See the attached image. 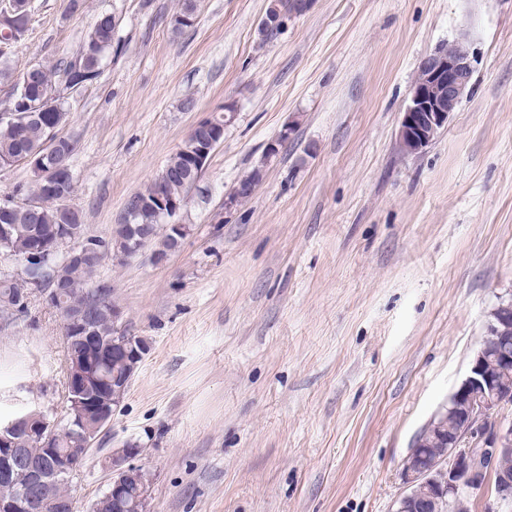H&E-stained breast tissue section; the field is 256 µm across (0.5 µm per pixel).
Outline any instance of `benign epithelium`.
I'll use <instances>...</instances> for the list:
<instances>
[{
    "label": "benign epithelium",
    "instance_id": "7a95c632",
    "mask_svg": "<svg viewBox=\"0 0 512 512\" xmlns=\"http://www.w3.org/2000/svg\"><path fill=\"white\" fill-rule=\"evenodd\" d=\"M314 0H291V9L283 12L277 0L272 2L263 25L266 30L278 28L285 15H302ZM474 71L473 56L462 39L449 44V49L439 50L428 56L421 64L404 109L398 129L399 145L407 154H416L426 148L436 133L448 123L470 87ZM234 108L224 105V113L212 115L199 121L193 131L199 132L194 147L189 151V166H206L214 148L224 140V128L233 122ZM20 161L28 165L39 179L52 180L56 169L47 166L44 157L22 156ZM253 194V185L239 183L224 199V208L230 209ZM186 201L178 200L163 189H158L153 202L161 216L164 229L179 235L175 245H180V236L185 225L177 216ZM39 202L31 199L1 200L0 216L19 212L34 213ZM54 258L58 263L87 260L95 263L101 257L98 245L81 237L80 230L66 225V233L51 245H44L22 260L24 269L31 275V283L40 292L45 302L53 307L58 303L60 290L42 288V275L46 271L45 260ZM512 324V301H503L491 311L481 347L476 352L469 372L460 386L448 399V409L440 414L435 427L452 416L462 424L460 430L447 436L439 434L437 446L440 450L434 460L426 465L417 462V448L424 437L414 444L403 467L406 492L398 500L396 512H407L414 501L420 498L419 490L428 489L424 498L429 512H447L448 498L457 497L483 489L491 476H496V494L506 498L512 490V473L496 469L497 459L512 452V424L498 419L499 411L512 405V383L507 379L496 380L488 374L490 355H495L503 365L512 366V353L507 348L504 330ZM65 325L81 330V338L89 353H97V338L93 336V319L83 312L65 314ZM25 433L26 447H18L16 435ZM95 443L90 433L81 435V447L60 453L54 448L52 423L44 418L36 425L27 419H19L6 427H0V485L16 487L10 496H0V512H33L43 504L44 497L57 476L75 475ZM43 448L49 463H37L30 459L28 448ZM142 449L125 445L112 449L107 467L112 471L108 483V496L119 509L131 512H148L151 495V478L137 464Z\"/></svg>",
    "mask_w": 512,
    "mask_h": 512
}]
</instances>
